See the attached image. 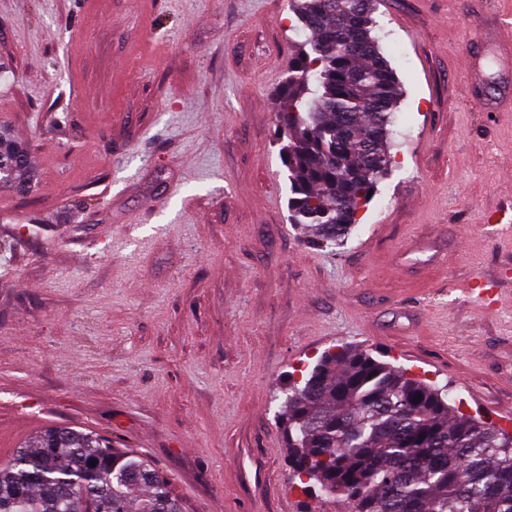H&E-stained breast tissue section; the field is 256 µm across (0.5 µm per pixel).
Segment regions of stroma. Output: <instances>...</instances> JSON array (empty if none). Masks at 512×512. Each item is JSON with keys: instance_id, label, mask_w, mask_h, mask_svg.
<instances>
[{"instance_id": "stroma-1", "label": "stroma", "mask_w": 512, "mask_h": 512, "mask_svg": "<svg viewBox=\"0 0 512 512\" xmlns=\"http://www.w3.org/2000/svg\"><path fill=\"white\" fill-rule=\"evenodd\" d=\"M394 163L347 240L288 221V0H0V462L48 426L142 452L184 512H304L281 389L361 347L512 430V112L463 58L512 0H378ZM494 281L489 308L476 286ZM28 160V148L26 145L13 139L6 130L0 132V174L5 177L13 176L24 169Z\"/></svg>"}]
</instances>
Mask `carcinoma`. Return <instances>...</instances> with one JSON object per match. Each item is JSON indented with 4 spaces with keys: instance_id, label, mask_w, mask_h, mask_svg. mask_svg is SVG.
Here are the masks:
<instances>
[{
    "instance_id": "cac0c4a2",
    "label": "carcinoma",
    "mask_w": 512,
    "mask_h": 512,
    "mask_svg": "<svg viewBox=\"0 0 512 512\" xmlns=\"http://www.w3.org/2000/svg\"><path fill=\"white\" fill-rule=\"evenodd\" d=\"M289 7L305 35L277 99L290 221L340 245L390 170L400 87L374 34L373 0ZM27 160V146L0 132V174L13 177ZM281 411L307 496L344 512H512V433L456 414L448 391L364 350L325 351L288 383ZM0 512L183 509L143 454L50 426L0 463Z\"/></svg>"
}]
</instances>
